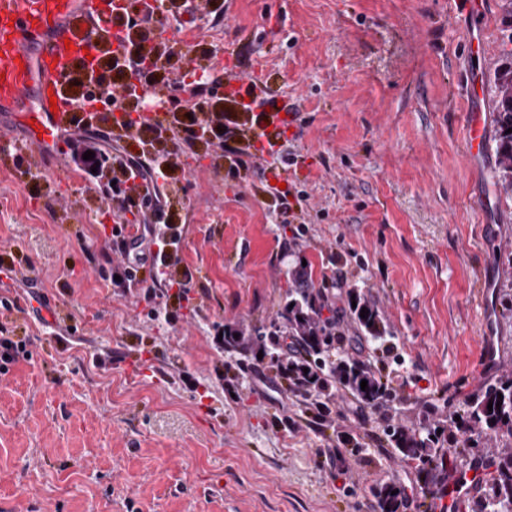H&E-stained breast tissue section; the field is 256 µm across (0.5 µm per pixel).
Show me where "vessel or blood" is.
<instances>
[{"label": "vessel or blood", "mask_w": 512, "mask_h": 512, "mask_svg": "<svg viewBox=\"0 0 512 512\" xmlns=\"http://www.w3.org/2000/svg\"><path fill=\"white\" fill-rule=\"evenodd\" d=\"M106 28L104 16L79 0H0V112L13 116L31 147L51 150L58 135L87 113L70 86L91 73V59L107 53ZM242 83L228 65L209 89L220 96L243 94L254 107L272 106L262 83L250 80L246 91ZM466 126L467 153L473 157L484 150V112L467 113Z\"/></svg>", "instance_id": "vessel-or-blood-1"}]
</instances>
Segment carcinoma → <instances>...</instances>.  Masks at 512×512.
I'll use <instances>...</instances> for the list:
<instances>
[{
  "label": "carcinoma",
  "mask_w": 512,
  "mask_h": 512,
  "mask_svg": "<svg viewBox=\"0 0 512 512\" xmlns=\"http://www.w3.org/2000/svg\"><path fill=\"white\" fill-rule=\"evenodd\" d=\"M493 84L496 90L494 153L498 168L493 178L504 191L512 192V50L502 56L494 69ZM368 316L361 317L362 309ZM328 315H323V312ZM341 309L314 287L308 268L296 264L289 273L288 305L279 316L245 335L234 330L224 331V341L246 353L262 341L261 352L268 358L270 367L281 375H291L289 387L294 395L307 399H329L332 388L340 386L365 405L375 406L387 401L391 392L380 377L366 364L336 352V321ZM366 341L383 338L377 310L367 301L356 300V307L349 308ZM293 336L300 343L303 355L285 360L279 347V337ZM308 372H303V369ZM367 381L361 390V381ZM502 402L499 408H488L490 402ZM464 436V447L479 448L480 440L488 435L512 437V377H504L486 387L472 400L465 415L457 421ZM393 449L408 463L414 465L424 478L425 494H431V486L437 484V471L441 462L443 433L437 428L427 429L423 438H416L410 431L394 428L388 433ZM494 470L485 480V490L477 503L476 512H508L512 506V451H503L494 459ZM468 470L454 467L446 473L442 492L454 496L468 488L471 480ZM377 512H399L402 493L398 486L387 483L374 492Z\"/></svg>",
  "instance_id": "carcinoma-1"
}]
</instances>
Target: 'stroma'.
I'll use <instances>...</instances> for the list:
<instances>
[{
  "instance_id": "1",
  "label": "stroma",
  "mask_w": 512,
  "mask_h": 512,
  "mask_svg": "<svg viewBox=\"0 0 512 512\" xmlns=\"http://www.w3.org/2000/svg\"><path fill=\"white\" fill-rule=\"evenodd\" d=\"M465 2L165 0L173 68L233 59L298 115L275 164L287 202L212 135L178 155L188 291L163 312L99 275L116 219L65 153L0 142V324L25 346L0 374V512H376L395 479L416 490L401 512H437L388 430L458 448L466 401L512 375V195L492 147L468 161L462 121L493 110L503 0L477 59ZM302 260L337 305H374L385 340L358 358L388 401L303 402L266 359L216 350L217 326L277 317Z\"/></svg>"
}]
</instances>
